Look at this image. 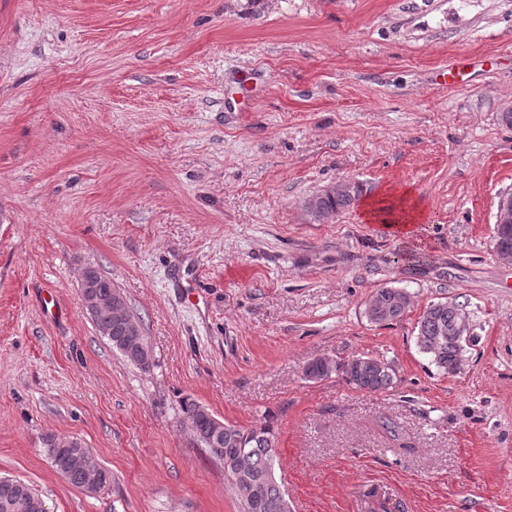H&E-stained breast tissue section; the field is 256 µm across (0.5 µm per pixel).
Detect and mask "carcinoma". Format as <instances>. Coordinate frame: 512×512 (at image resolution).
Wrapping results in <instances>:
<instances>
[{"label":"carcinoma","mask_w":512,"mask_h":512,"mask_svg":"<svg viewBox=\"0 0 512 512\" xmlns=\"http://www.w3.org/2000/svg\"><path fill=\"white\" fill-rule=\"evenodd\" d=\"M358 199V191L331 196L320 194L308 199L305 209L315 221L328 214H338L351 207ZM374 307L365 310L368 321L386 325L400 320L410 308L411 296L403 288L385 287L372 295ZM460 304L438 301L426 307L419 322L416 343L431 363L445 374L461 367V350L456 341L454 326L459 319ZM95 323L112 324V335L107 340L127 360L149 355L146 337L138 344H116L123 336L122 327L115 321L112 311L102 310ZM342 374L346 382L360 391H382L395 385L396 370L378 358L356 356L343 363L317 358L307 364L306 378L315 381ZM181 423L194 439L206 448L210 456L224 465V477L235 489L240 512H286L288 494L277 477L272 475L278 465V440L272 426L264 424L243 428L226 423L222 432L214 433L213 423L205 407L192 398L181 404ZM47 455L55 470L74 487L84 488L82 471L71 466L74 449L50 435L45 439ZM38 493L27 483L0 477V512H37L32 500Z\"/></svg>","instance_id":"carcinoma-1"}]
</instances>
